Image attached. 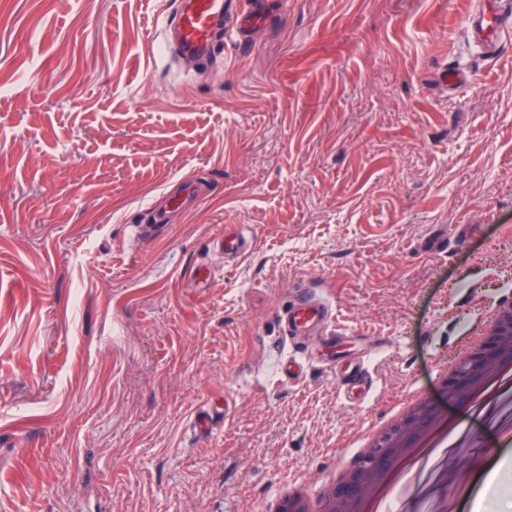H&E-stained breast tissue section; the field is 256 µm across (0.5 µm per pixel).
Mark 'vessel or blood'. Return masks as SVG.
<instances>
[{"label": "vessel or blood", "instance_id": "vessel-or-blood-1", "mask_svg": "<svg viewBox=\"0 0 512 512\" xmlns=\"http://www.w3.org/2000/svg\"><path fill=\"white\" fill-rule=\"evenodd\" d=\"M504 0H481L478 11L469 24V38L476 46L496 52L512 42V18L502 10ZM234 0H179V8L165 28L164 42L172 54L189 56L209 62L214 58L215 41L225 30H232L236 43H243L246 32L263 18L261 7L250 12H234ZM439 83L445 88L455 86L475 87L480 75L471 70L442 71ZM201 188L197 183H182L175 195L166 197L163 206H150L149 231H158L163 223V207H180L198 198ZM217 248L223 249L224 257L235 260L246 255L254 246V238L246 231L221 232L215 239ZM276 322L281 336L288 340L291 353L281 357L276 365L280 380L291 384L301 383L314 360L310 354L298 351L300 339L313 338L327 348L350 340L349 331L337 328L332 306L309 289H296L288 303L276 313ZM369 352H361L355 359L339 362L327 360L326 366L334 375L336 394L343 402L362 404L370 395L372 383L368 379Z\"/></svg>", "mask_w": 512, "mask_h": 512}]
</instances>
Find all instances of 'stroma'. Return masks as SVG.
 I'll list each match as a JSON object with an SVG mask.
<instances>
[{
	"label": "stroma",
	"instance_id": "obj_1",
	"mask_svg": "<svg viewBox=\"0 0 512 512\" xmlns=\"http://www.w3.org/2000/svg\"><path fill=\"white\" fill-rule=\"evenodd\" d=\"M263 2L205 67L165 48L175 0H0V512H256L512 296V47L469 41L477 0ZM227 224L257 240L233 267ZM298 283L374 348L361 405L275 376ZM476 457L496 481L512 446L460 448L459 483ZM438 81L445 89H453L457 85L461 87H477L480 84V75L476 70H471L464 74L455 69L444 70L440 73Z\"/></svg>",
	"mask_w": 512,
	"mask_h": 512
}]
</instances>
